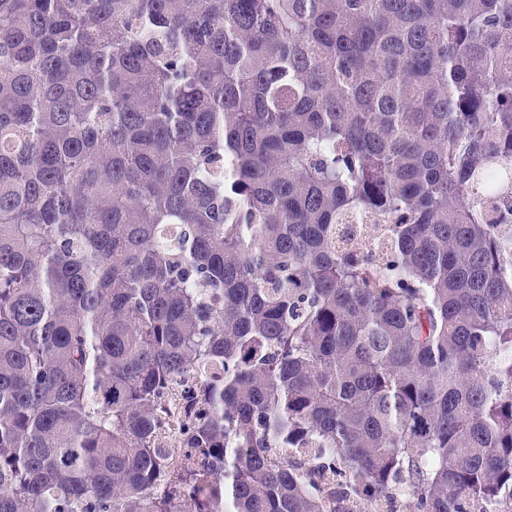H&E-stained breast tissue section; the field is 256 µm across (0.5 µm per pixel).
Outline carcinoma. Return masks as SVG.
Segmentation results:
<instances>
[{
	"label": "carcinoma",
	"mask_w": 512,
	"mask_h": 512,
	"mask_svg": "<svg viewBox=\"0 0 512 512\" xmlns=\"http://www.w3.org/2000/svg\"><path fill=\"white\" fill-rule=\"evenodd\" d=\"M502 501L512 0H0V512ZM173 393L176 394L166 403L167 424L161 433L164 440L175 444L182 438V423L191 412V402L186 399L187 394H184L181 387L176 386Z\"/></svg>",
	"instance_id": "obj_1"
}]
</instances>
